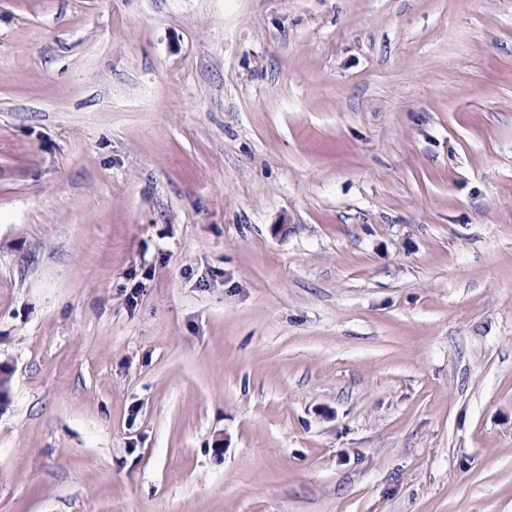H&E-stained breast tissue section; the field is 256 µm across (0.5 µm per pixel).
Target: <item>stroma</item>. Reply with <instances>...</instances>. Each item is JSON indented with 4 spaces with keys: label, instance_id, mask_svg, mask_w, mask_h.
Instances as JSON below:
<instances>
[{
    "label": "stroma",
    "instance_id": "obj_1",
    "mask_svg": "<svg viewBox=\"0 0 512 512\" xmlns=\"http://www.w3.org/2000/svg\"><path fill=\"white\" fill-rule=\"evenodd\" d=\"M0 362V512H512V0H0Z\"/></svg>",
    "mask_w": 512,
    "mask_h": 512
}]
</instances>
